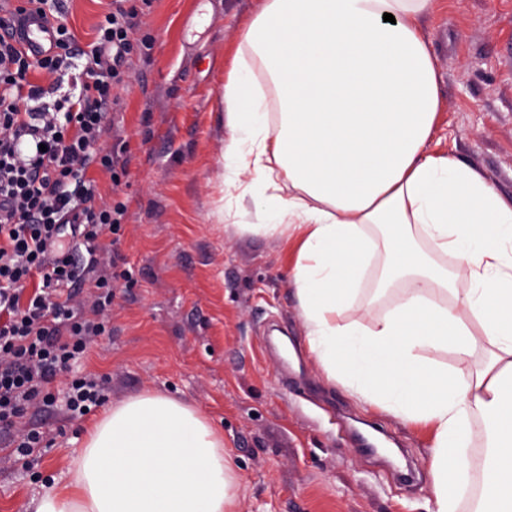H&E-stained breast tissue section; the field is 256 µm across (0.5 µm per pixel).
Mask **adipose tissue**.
Wrapping results in <instances>:
<instances>
[{
  "label": "adipose tissue",
  "mask_w": 512,
  "mask_h": 512,
  "mask_svg": "<svg viewBox=\"0 0 512 512\" xmlns=\"http://www.w3.org/2000/svg\"><path fill=\"white\" fill-rule=\"evenodd\" d=\"M431 4L264 0L224 85V188L253 200L260 231L297 235L293 284L326 376L432 427L428 512H459L475 416L489 441L479 512H512V201L429 149L440 98L419 23ZM378 254L396 303L373 326L342 321ZM223 446L188 405L141 393L91 428L69 482L34 512H236Z\"/></svg>",
  "instance_id": "obj_1"
}]
</instances>
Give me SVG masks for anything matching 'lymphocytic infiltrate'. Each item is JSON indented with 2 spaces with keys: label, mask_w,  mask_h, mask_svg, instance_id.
<instances>
[{
  "label": "lymphocytic infiltrate",
  "mask_w": 512,
  "mask_h": 512,
  "mask_svg": "<svg viewBox=\"0 0 512 512\" xmlns=\"http://www.w3.org/2000/svg\"><path fill=\"white\" fill-rule=\"evenodd\" d=\"M35 2L57 30L54 52L37 61L13 41L15 12L0 13V439L25 470L46 434L20 429L21 420L29 408L55 405L51 384L110 330L114 277L100 240L119 232L126 207L103 200L87 171L115 164L104 137L135 17L126 0H112L95 40L83 47L59 0ZM33 71L49 85L31 83ZM63 400L69 419H81L104 403V383L72 376Z\"/></svg>",
  "instance_id": "lymphocytic-infiltrate-1"
}]
</instances>
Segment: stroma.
Returning <instances> with one entry per match:
<instances>
[{
    "instance_id": "35a3bbf8",
    "label": "stroma",
    "mask_w": 512,
    "mask_h": 512,
    "mask_svg": "<svg viewBox=\"0 0 512 512\" xmlns=\"http://www.w3.org/2000/svg\"><path fill=\"white\" fill-rule=\"evenodd\" d=\"M136 10L108 145L115 175L90 169L126 214L112 245L111 334L78 364L104 378L106 405L152 391L200 412L224 437L238 512H427L429 429L360 404L308 352L290 280L294 241L251 231L243 199L225 211L224 83L262 0H128ZM111 0H67L79 44L96 37ZM442 110L431 151L479 169L512 199V0H433L421 23ZM374 259L344 320L372 324L396 292L375 297ZM63 406L25 422L53 436L25 471L0 464V512H33L46 481L100 418Z\"/></svg>"
}]
</instances>
